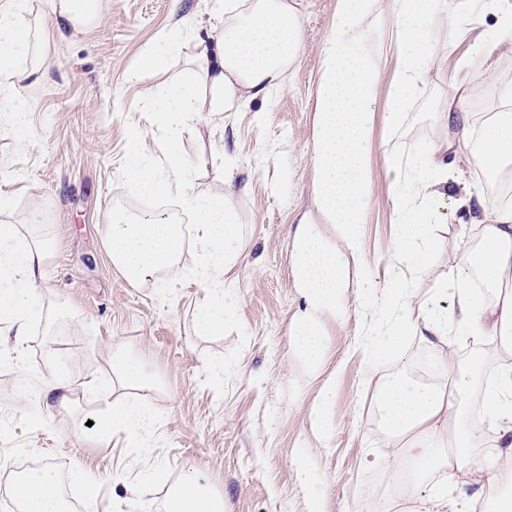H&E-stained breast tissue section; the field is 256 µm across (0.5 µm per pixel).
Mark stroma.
Masks as SVG:
<instances>
[{"mask_svg": "<svg viewBox=\"0 0 512 512\" xmlns=\"http://www.w3.org/2000/svg\"><path fill=\"white\" fill-rule=\"evenodd\" d=\"M303 50L282 90L270 98L224 115L213 125L198 122L174 141L157 125L150 91L186 78L193 45L172 57L164 73L141 69L145 47L175 22L192 34L213 24L220 0H100L88 27L48 38L42 46V84L21 82L16 94L25 105L27 144L0 128V194L12 202L9 215L22 234L47 239L51 257L44 287L67 308L60 365L47 363L43 350L53 332L37 324L26 353L43 377L64 368L72 377L107 375L110 349L122 344L142 357L147 371L165 387L154 397L163 413L150 455L128 448L123 438L107 445L86 441L84 419L95 399L75 392L70 407L48 408L22 399L13 385L12 345H0V512H15L9 495L11 473L4 464L51 463L72 489L85 488L86 512H147L162 502L183 471L200 468L211 489L221 493L227 512H409L408 497L383 496L374 481L386 478L368 459L387 448L376 417V384L366 377L360 349L368 324L357 312L325 322L324 378H335L330 438L311 435L309 413L321 384L307 382L292 355L289 336L303 306L295 286L293 241L300 214L311 205L316 138L315 90L319 49L335 24L336 0H298ZM462 31L452 54L405 101L398 121L388 119L394 60H387L373 105L371 144L374 200L363 226L361 259L377 286L396 277L410 283L417 298L431 296L433 282L418 269L397 265L393 242L399 226L388 204L390 190L414 194V179L395 180L393 164H409L442 132L431 111L448 91L459 59L472 51V38L493 26V13L470 12L466 0H448ZM466 110L473 130L503 111L501 97L512 91V54L502 56L494 80L482 69L469 73ZM269 112L258 122L256 111ZM140 130L147 156L163 162L178 147L201 165L192 189L201 197L224 192L241 251L227 274L230 313L224 333L198 332L203 291L194 279L177 284L168 296L151 282L130 283L107 251L109 215L138 197L127 182V142ZM235 162V184L223 191L220 170ZM45 220L29 221L34 204ZM430 222L443 242L435 260L447 269L464 245L475 243L471 207L461 192L429 204ZM229 368L222 386L211 385L206 370ZM311 451L313 487L297 478L292 459ZM81 466L85 478L71 472Z\"/></svg>", "mask_w": 512, "mask_h": 512, "instance_id": "35a3bbf8", "label": "stroma"}]
</instances>
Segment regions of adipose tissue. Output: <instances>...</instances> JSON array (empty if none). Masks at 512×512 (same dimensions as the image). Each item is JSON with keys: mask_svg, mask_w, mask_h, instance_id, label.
<instances>
[{"mask_svg": "<svg viewBox=\"0 0 512 512\" xmlns=\"http://www.w3.org/2000/svg\"><path fill=\"white\" fill-rule=\"evenodd\" d=\"M473 12L494 7L495 27L480 30L473 38L475 58L486 75H493L499 57L512 52V0H468ZM55 33L86 27L96 20L98 0H51ZM29 0H0V125L24 137L26 120L15 95L17 83L40 82L36 42L24 22ZM447 0H337L336 25L321 48L322 68L316 99L317 136L313 150V209L298 222L294 237V272L304 308L292 327L291 349L309 379H317L324 359L327 317L348 314L351 285L371 292L362 307L372 324L367 352L375 353L371 370L378 371L379 355H399L407 335L426 340L445 382L424 385L408 378L382 374L377 382L378 412L389 441L403 443L402 451H385L379 462L393 475L415 467L431 477L428 494L416 512H459L457 492L475 486L473 502L482 512H512V490L485 494V473L512 475V364L502 365L486 384H479V365L454 361L449 349L466 342L496 337L512 347V295L483 302L474 288H502L512 278V208L498 207L467 184L466 197L477 200L475 225L480 243L468 246L453 261L455 277L433 271L442 242L429 224L426 209L413 197L390 193L389 204L401 229L394 242L398 263L433 273L434 290L452 294L453 302L441 306L416 300L401 280L388 281L375 291L370 271L359 265L360 230L373 198L370 145L373 136L372 103L383 62L394 56L395 97L391 112H398L437 65V50L452 51L454 44L445 26L436 22L447 15ZM392 20V41L379 40L359 49L367 33ZM301 50L300 12L291 0H224V15L205 36L197 37L194 76L165 86L152 102L156 118L176 133L192 130L198 114L209 122L223 121L225 113L240 109L257 97H270L284 86L286 74ZM209 87L199 98L198 82ZM468 97L464 82L450 86L436 114L448 131L445 140L432 143L413 164L419 172L417 194L435 201L446 197L455 183L457 164L479 169L512 160V113H496L484 125L481 139H474L461 111ZM143 135L133 132L128 142L125 176L142 193L177 195L194 222L192 251H185L180 225L159 214L137 217L113 210L107 226V245L113 265L133 284L153 280L158 294L167 295L184 277L198 279L205 297L197 323L211 334L224 331L229 290L224 271L240 251L237 229L224 209V199L203 201L192 191L197 161L178 151L167 156L166 171H159L142 149ZM416 194V195H417ZM331 224L335 242L326 241L320 225ZM50 254V244L21 234L14 225H0V330L14 340L17 354L14 385L27 398L69 402L76 388L97 393L103 408L90 413L88 441L107 443L123 437L128 447L150 454L163 414L152 402L156 379L139 356L114 348L107 378L74 379L57 370L48 379L38 378L22 350L36 322L54 324L67 317L58 301H44L39 285ZM482 386L481 414L473 416L469 391ZM498 437L484 447L488 425ZM481 450L483 464L472 468L474 450ZM9 493L20 512H61L60 476L50 467L31 469L14 478ZM161 512H224L222 496L206 484L199 470H190L160 503Z\"/></svg>", "mask_w": 512, "mask_h": 512, "instance_id": "1", "label": "adipose tissue"}]
</instances>
